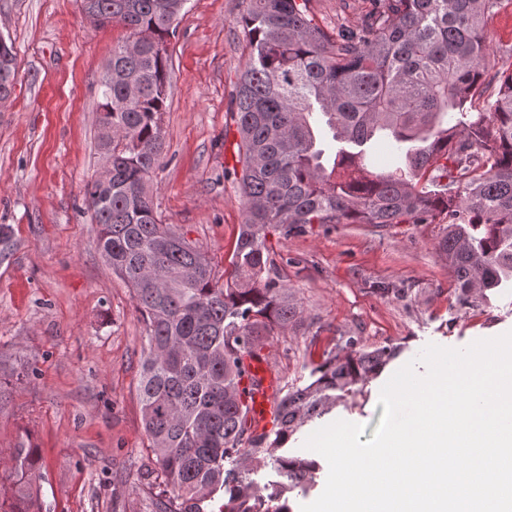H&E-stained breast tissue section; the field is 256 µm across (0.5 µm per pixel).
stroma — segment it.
I'll list each match as a JSON object with an SVG mask.
<instances>
[{"label":"stroma","mask_w":512,"mask_h":512,"mask_svg":"<svg viewBox=\"0 0 512 512\" xmlns=\"http://www.w3.org/2000/svg\"><path fill=\"white\" fill-rule=\"evenodd\" d=\"M373 0H309L322 25L353 21ZM245 0H187L165 46L171 95L165 149L149 181L163 223L198 246L227 279L246 214L235 178L231 119L247 51ZM129 32L99 27L81 0H0V36L16 53L12 96L0 103V495L13 448H37L41 512H149L155 457L137 387L144 325L133 292L97 247L84 201L100 171L96 115L113 46ZM438 224H310L269 232L271 274L291 288L304 324L262 337L258 351L281 380L304 384L327 354L355 338L395 357L360 393L302 426L288 442L303 454L316 429L343 419L372 439L380 391L430 343L462 348L512 331V288L461 306L438 248Z\"/></svg>","instance_id":"1"}]
</instances>
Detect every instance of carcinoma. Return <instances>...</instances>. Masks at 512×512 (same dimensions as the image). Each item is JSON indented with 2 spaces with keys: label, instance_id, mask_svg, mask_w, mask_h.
I'll list each match as a JSON object with an SVG mask.
<instances>
[{
  "label": "carcinoma",
  "instance_id": "cac0c4a2",
  "mask_svg": "<svg viewBox=\"0 0 512 512\" xmlns=\"http://www.w3.org/2000/svg\"><path fill=\"white\" fill-rule=\"evenodd\" d=\"M185 2L82 0L91 23L130 31L112 49V85L97 116L112 183H87L85 200L98 247L132 288L145 324L138 391L158 466L155 512H290L288 494L318 466L283 445L394 352L349 340L307 384L279 388L274 429H252L239 389L246 362L263 336L303 322L291 290L267 275V232L437 222L463 304L479 307L512 281V67L490 73L484 26L501 0H376L336 27L309 18V0H248V62L232 112L246 220L223 283L199 248L162 223L145 189L160 166L170 95L158 45L175 34ZM15 77L13 46L1 38L0 100ZM482 96L487 111H468ZM378 137L398 155L386 171L368 160ZM269 461L281 480L264 496L249 474ZM8 469L12 494L0 512H40L37 449L18 445Z\"/></svg>",
  "mask_w": 512,
  "mask_h": 512
}]
</instances>
